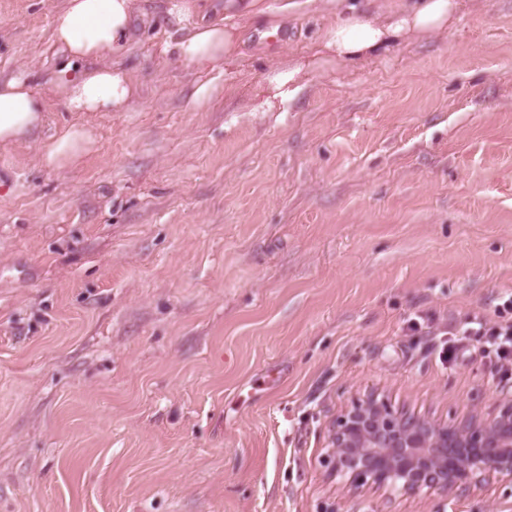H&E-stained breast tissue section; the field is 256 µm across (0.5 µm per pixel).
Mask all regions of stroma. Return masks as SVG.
<instances>
[{
	"label": "stroma",
	"instance_id": "1",
	"mask_svg": "<svg viewBox=\"0 0 512 512\" xmlns=\"http://www.w3.org/2000/svg\"><path fill=\"white\" fill-rule=\"evenodd\" d=\"M61 2L0 0V77L97 136L61 171L0 146V512H512L495 480L353 491L325 462L353 398L456 424L512 392L442 355L512 290V0L316 71L324 0L215 68L158 56L140 0V94L90 115L54 80Z\"/></svg>",
	"mask_w": 512,
	"mask_h": 512
}]
</instances>
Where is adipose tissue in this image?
I'll return each mask as SVG.
<instances>
[{
    "mask_svg": "<svg viewBox=\"0 0 512 512\" xmlns=\"http://www.w3.org/2000/svg\"><path fill=\"white\" fill-rule=\"evenodd\" d=\"M313 2L278 0L273 9L266 0H224V18L216 21L209 16L213 0H165L173 36L158 44L157 51L187 65L216 66L239 52L245 22L263 21L272 35ZM456 10V0H410L382 16L333 0L335 19L321 33L322 59L349 62L380 55L396 41L428 39L454 26ZM138 15L136 0H63L51 38L62 51L55 80L68 111L122 112L136 97L134 76L101 59L131 51ZM43 124L44 102L34 93L29 73L0 80V144L23 142ZM95 142L90 124H64L42 142L41 162L53 170L75 167Z\"/></svg>",
    "mask_w": 512,
    "mask_h": 512,
    "instance_id": "ef3b65f1",
    "label": "adipose tissue"
}]
</instances>
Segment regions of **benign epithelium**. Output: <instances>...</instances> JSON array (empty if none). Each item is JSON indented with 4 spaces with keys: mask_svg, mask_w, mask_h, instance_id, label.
Listing matches in <instances>:
<instances>
[{
    "mask_svg": "<svg viewBox=\"0 0 512 512\" xmlns=\"http://www.w3.org/2000/svg\"><path fill=\"white\" fill-rule=\"evenodd\" d=\"M326 461L352 486L417 495L466 490L493 478L512 484V398L485 418L448 425L357 399L330 428Z\"/></svg>",
    "mask_w": 512,
    "mask_h": 512,
    "instance_id": "7a95c632",
    "label": "benign epithelium"
}]
</instances>
